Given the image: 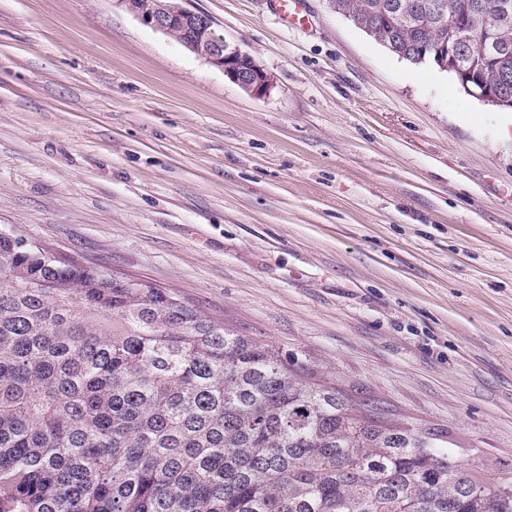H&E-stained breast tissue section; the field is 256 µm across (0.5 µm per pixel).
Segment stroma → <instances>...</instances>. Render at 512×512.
Here are the masks:
<instances>
[{
	"label": "stroma",
	"mask_w": 512,
	"mask_h": 512,
	"mask_svg": "<svg viewBox=\"0 0 512 512\" xmlns=\"http://www.w3.org/2000/svg\"><path fill=\"white\" fill-rule=\"evenodd\" d=\"M254 97L116 0H0V231L177 293L512 467V111L328 0H187Z\"/></svg>",
	"instance_id": "obj_1"
}]
</instances>
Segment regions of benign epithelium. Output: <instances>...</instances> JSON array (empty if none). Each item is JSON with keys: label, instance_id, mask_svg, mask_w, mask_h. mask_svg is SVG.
<instances>
[{"label": "benign epithelium", "instance_id": "1", "mask_svg": "<svg viewBox=\"0 0 512 512\" xmlns=\"http://www.w3.org/2000/svg\"><path fill=\"white\" fill-rule=\"evenodd\" d=\"M144 24L175 37L190 51L210 64L222 69L224 75L254 96L266 95L273 79L247 53L229 46L215 34L212 21L203 12L192 11L180 5V0H115ZM433 15L440 20L435 27L424 29L425 42L436 47V63L443 70L455 73L471 95L504 109L512 110V79L503 76L487 79L480 70L464 67L463 59L469 44L463 39L448 41V18L445 4H432ZM356 26L381 44L392 39L386 23L366 19L355 11L345 13Z\"/></svg>", "mask_w": 512, "mask_h": 512}]
</instances>
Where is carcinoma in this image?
<instances>
[{"instance_id": "carcinoma-1", "label": "carcinoma", "mask_w": 512, "mask_h": 512, "mask_svg": "<svg viewBox=\"0 0 512 512\" xmlns=\"http://www.w3.org/2000/svg\"><path fill=\"white\" fill-rule=\"evenodd\" d=\"M412 5L397 56L434 22ZM505 34L465 64L512 70V0H446ZM317 378L174 292L0 235V512H512V472Z\"/></svg>"}]
</instances>
